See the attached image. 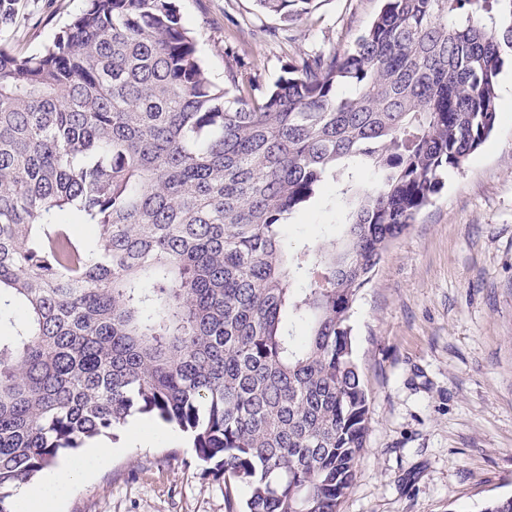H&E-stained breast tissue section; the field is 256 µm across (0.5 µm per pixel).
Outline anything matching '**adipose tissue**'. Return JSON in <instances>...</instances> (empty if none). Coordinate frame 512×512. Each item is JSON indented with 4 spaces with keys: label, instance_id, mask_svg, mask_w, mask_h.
Listing matches in <instances>:
<instances>
[{
    "label": "adipose tissue",
    "instance_id": "adipose-tissue-1",
    "mask_svg": "<svg viewBox=\"0 0 512 512\" xmlns=\"http://www.w3.org/2000/svg\"><path fill=\"white\" fill-rule=\"evenodd\" d=\"M111 451V441L93 439L85 454L68 466L50 471L42 480L20 486L19 501L27 503L31 512H40L44 503L61 499L74 483L93 473Z\"/></svg>",
    "mask_w": 512,
    "mask_h": 512
}]
</instances>
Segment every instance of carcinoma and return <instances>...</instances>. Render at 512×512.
<instances>
[{"label": "carcinoma", "mask_w": 512, "mask_h": 512, "mask_svg": "<svg viewBox=\"0 0 512 512\" xmlns=\"http://www.w3.org/2000/svg\"><path fill=\"white\" fill-rule=\"evenodd\" d=\"M254 2L288 26L315 0ZM505 47L512 0H384L266 92L209 80L179 0L0 46V512L134 413L188 433L228 512H339L370 424L353 305L494 130ZM330 182L342 239L286 247Z\"/></svg>", "instance_id": "carcinoma-1"}]
</instances>
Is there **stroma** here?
I'll return each instance as SVG.
<instances>
[{"mask_svg": "<svg viewBox=\"0 0 512 512\" xmlns=\"http://www.w3.org/2000/svg\"><path fill=\"white\" fill-rule=\"evenodd\" d=\"M210 79L275 84L288 62L345 49L381 0H317L284 26L253 0H180ZM83 0H18L0 38L38 52ZM343 201L291 214L283 241L340 238ZM370 431L340 512H476L512 495V111L390 245L353 308ZM145 443L116 447L49 512H226L186 435L136 415Z\"/></svg>", "mask_w": 512, "mask_h": 512, "instance_id": "obj_1", "label": "stroma"}]
</instances>
